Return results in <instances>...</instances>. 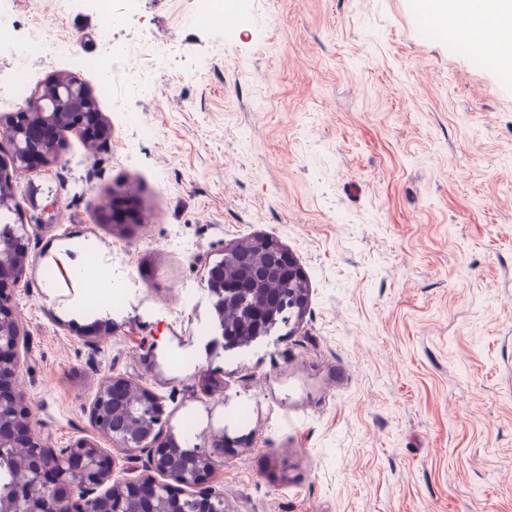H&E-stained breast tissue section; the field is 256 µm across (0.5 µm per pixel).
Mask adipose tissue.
Here are the masks:
<instances>
[{
	"label": "adipose tissue",
	"instance_id": "adipose-tissue-1",
	"mask_svg": "<svg viewBox=\"0 0 512 512\" xmlns=\"http://www.w3.org/2000/svg\"><path fill=\"white\" fill-rule=\"evenodd\" d=\"M420 12L429 23L451 32L456 41L496 64L512 70V0H420Z\"/></svg>",
	"mask_w": 512,
	"mask_h": 512
}]
</instances>
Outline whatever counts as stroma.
<instances>
[{
  "label": "stroma",
  "instance_id": "1",
  "mask_svg": "<svg viewBox=\"0 0 512 512\" xmlns=\"http://www.w3.org/2000/svg\"><path fill=\"white\" fill-rule=\"evenodd\" d=\"M107 3L124 63L95 67L101 16L81 0H20L0 43V115L17 80L30 97L72 73L112 125L103 147L65 133L58 164L17 179L35 431L94 438L137 477L83 411L123 375L162 397L182 448L236 439L211 481L224 512H512V73L417 0H240L230 39L197 0ZM39 20L74 53L18 71ZM116 190L140 217L125 237L98 221ZM257 235L309 303L228 350L208 266ZM89 255L126 276L120 306L88 309L69 278Z\"/></svg>",
  "mask_w": 512,
  "mask_h": 512
}]
</instances>
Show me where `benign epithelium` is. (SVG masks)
<instances>
[{"mask_svg":"<svg viewBox=\"0 0 512 512\" xmlns=\"http://www.w3.org/2000/svg\"><path fill=\"white\" fill-rule=\"evenodd\" d=\"M97 130L100 141L112 136V126L77 77L61 75L10 116L0 118V209L18 212L15 179L38 174L60 159L58 132ZM130 203L112 193L102 210L106 224H124L119 213ZM32 238L13 232L0 241V458L11 460L24 474L21 483L0 492V512H206L222 493L208 485L215 470L214 455L234 452L224 447V432L209 435L213 453L181 455L171 438L159 440L157 421L136 433L112 425V407L120 404L133 416L152 408L161 398L136 380L109 376L99 385L85 412L93 430L112 440L118 450L140 463L143 474L117 479L112 458L95 441L80 438L57 450L34 432L24 393L18 385L28 360V332L14 312V297L27 275Z\"/></svg>","mask_w":512,"mask_h":512,"instance_id":"obj_1","label":"benign epithelium"}]
</instances>
